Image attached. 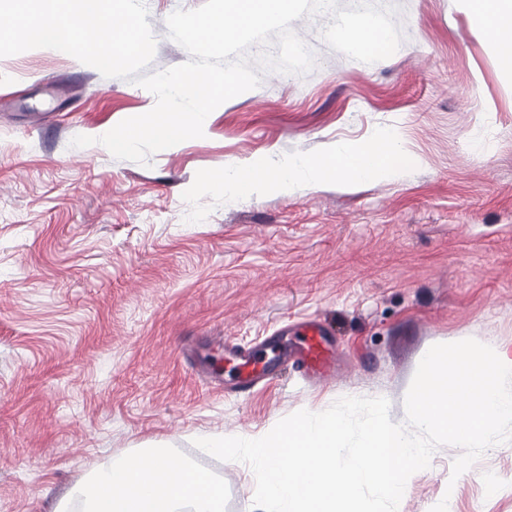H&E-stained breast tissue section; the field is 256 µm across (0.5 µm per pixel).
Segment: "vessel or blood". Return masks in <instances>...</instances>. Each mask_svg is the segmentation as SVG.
<instances>
[{
	"label": "vessel or blood",
	"mask_w": 512,
	"mask_h": 512,
	"mask_svg": "<svg viewBox=\"0 0 512 512\" xmlns=\"http://www.w3.org/2000/svg\"><path fill=\"white\" fill-rule=\"evenodd\" d=\"M331 327L323 321L307 323L302 328V335L298 342L289 343L282 337H268L266 347L270 350V358L263 359L243 351L238 358L239 377L237 387L246 392L256 387L265 375L280 364H295L297 367L312 371L324 372L330 369L329 338Z\"/></svg>",
	"instance_id": "obj_1"
}]
</instances>
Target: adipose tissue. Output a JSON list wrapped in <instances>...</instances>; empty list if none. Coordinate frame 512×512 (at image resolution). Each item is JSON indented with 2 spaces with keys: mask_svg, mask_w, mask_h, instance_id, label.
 <instances>
[{
  "mask_svg": "<svg viewBox=\"0 0 512 512\" xmlns=\"http://www.w3.org/2000/svg\"><path fill=\"white\" fill-rule=\"evenodd\" d=\"M474 19L512 69V0H470ZM403 158L396 132L380 133L368 148L337 145L321 158L296 156L270 167L228 168L213 182L234 190L270 183L281 190L301 182L317 185L348 178L356 182L397 171ZM83 512H224V483L189 463H174L165 448H139L91 471L77 490Z\"/></svg>",
  "mask_w": 512,
  "mask_h": 512,
  "instance_id": "adipose-tissue-1",
  "label": "adipose tissue"
}]
</instances>
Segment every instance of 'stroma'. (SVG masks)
Masks as SVG:
<instances>
[{
	"mask_svg": "<svg viewBox=\"0 0 512 512\" xmlns=\"http://www.w3.org/2000/svg\"><path fill=\"white\" fill-rule=\"evenodd\" d=\"M204 0H146L150 71L189 60L165 20ZM403 39L363 63L291 24L315 57L266 72L204 135L120 160L98 138L155 96L53 49L0 57V512H82L74 488L145 444L224 481L252 512L247 464L194 447L254 435L338 398L386 397L392 422L428 349L468 338L512 357V72L467 0H396ZM397 131L399 172L365 183L241 192L211 174L321 157ZM78 135L93 145L72 146ZM318 319L336 372L278 370L248 394L206 339L245 347ZM224 381L207 385L205 375ZM442 446L398 512H512V442L459 478ZM501 482L487 491L488 476Z\"/></svg>",
	"mask_w": 512,
	"mask_h": 512,
	"instance_id": "stroma-1",
	"label": "stroma"
}]
</instances>
